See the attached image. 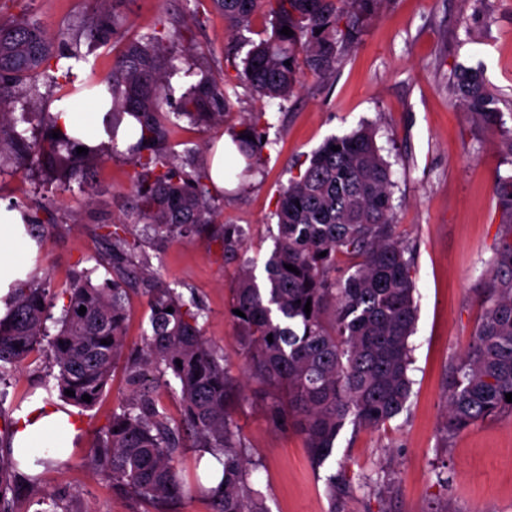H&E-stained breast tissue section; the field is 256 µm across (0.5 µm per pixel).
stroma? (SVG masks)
<instances>
[{"label": "stroma", "instance_id": "stroma-1", "mask_svg": "<svg viewBox=\"0 0 512 512\" xmlns=\"http://www.w3.org/2000/svg\"><path fill=\"white\" fill-rule=\"evenodd\" d=\"M115 7L130 37L159 17H179L193 37L190 63L219 74L229 36L208 0H116ZM97 9L96 0H20L12 11L35 16L57 36L74 33ZM461 65L483 68L499 97L497 126L473 118L453 95L452 75ZM261 107L271 144L259 172L226 181L216 224L241 230L246 256L264 277L281 189L328 137L371 126L391 164L396 231L414 248L418 312L406 410L374 428L345 424L331 457L316 467L301 433L273 425L264 387L246 373L229 312L238 260L225 258L204 234L141 245L154 282L176 288L206 312L203 336L239 387L232 419L255 462L252 486L270 512H512V417H490L451 437L442 431L448 369L481 318L490 261L501 243L495 180L512 173V156L499 148L512 130V0H384L333 75L303 73L282 104L261 106L240 93L231 124ZM133 175L122 156L102 160L90 177L99 192L92 204L79 188L62 192L21 170L0 175V201L24 211L40 198L54 201L40 214L55 223L37 255L40 283L58 293L87 271L94 283L110 279L98 227L128 217ZM127 308L125 351L131 354L144 346L148 294L129 290ZM49 361L41 352L10 374L5 408L46 397L54 384ZM127 376L126 361H119L94 406H69L82 441L69 459L43 467L19 512H37L49 494L58 496L59 512H157L90 463L95 439L130 392ZM339 474L353 490L334 500L328 482ZM382 484L389 491L380 495L375 488Z\"/></svg>", "mask_w": 512, "mask_h": 512}]
</instances>
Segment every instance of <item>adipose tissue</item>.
Segmentation results:
<instances>
[{
  "label": "adipose tissue",
  "mask_w": 512,
  "mask_h": 512,
  "mask_svg": "<svg viewBox=\"0 0 512 512\" xmlns=\"http://www.w3.org/2000/svg\"><path fill=\"white\" fill-rule=\"evenodd\" d=\"M58 126L68 136L90 145L109 141L106 111L94 105L92 111L78 112L72 100L56 103ZM27 216L0 201V316L7 311L5 296L16 281L26 279L36 268L38 246L26 231ZM12 441L14 458L30 473H39L40 460L70 456L79 442L81 426L68 412L41 401L27 406L17 416Z\"/></svg>",
  "instance_id": "obj_1"
}]
</instances>
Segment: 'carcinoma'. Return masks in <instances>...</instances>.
I'll list each match as a JSON object with an SVG mask.
<instances>
[{
	"label": "carcinoma",
	"instance_id": "carcinoma-1",
	"mask_svg": "<svg viewBox=\"0 0 512 512\" xmlns=\"http://www.w3.org/2000/svg\"><path fill=\"white\" fill-rule=\"evenodd\" d=\"M13 2L0 0V169L10 165L37 172L65 191L74 182L87 185L90 169L105 152L119 151L135 169L131 210L137 221L153 237H188L215 223V195L208 163L192 150L182 155L168 150L178 120L219 125L234 111L240 87L256 102L286 101L302 69L323 78L332 75L382 0H209L224 15L233 40L243 39L258 15L269 18L271 34L258 43L248 41L251 48L239 63L237 47L228 48L220 78L203 71L187 86L169 80L178 71L173 48L186 41L185 34L176 19H160L124 42L109 76L93 73L81 87L82 97L109 106L112 139L125 123L135 142L123 151L115 143L90 146L86 154L76 152L83 143L60 131L43 107L40 83L62 88L73 82L74 64L85 60L80 40L108 43L121 35L123 21L110 8L112 0H97L95 17L58 45L39 21L5 14ZM285 26L292 36L281 33ZM451 89L474 117L490 126L498 123L499 98L481 72L457 70ZM268 129L261 109L250 113L241 129H228L244 172L261 164ZM392 187L391 165L371 128L328 138L279 195L278 234L265 261L266 279L257 281L251 261L240 266L232 308L244 313L233 318L241 330L248 375L285 398L288 422L304 435L317 466L332 455L346 423L382 425L400 415L410 397L416 285L409 248L395 233ZM497 193L509 221L491 261L481 321L448 377L443 426L448 436L490 416L512 415V403L505 399L512 393V174L498 176ZM131 236L138 237L136 229L124 222L106 226L101 234L112 267V278L102 285L93 284L87 273L58 297L25 281L14 284L9 311L0 318V378L41 344L50 309L61 297L60 328L48 340L54 379L69 403L95 404L123 355L125 285L130 274L148 272L147 258L136 262L132 257L137 245ZM214 240L226 256L242 248L229 225ZM338 254L352 260L353 272L336 280L329 271ZM147 292L151 314L145 348L130 366V396L100 431L94 467L148 502L178 500L192 488L212 500L214 512H269L250 484L254 462L230 417L234 386L221 357L202 336L203 308L173 288ZM82 306L86 312L80 315ZM155 375L180 393L183 422L198 451L190 485L178 465L179 428L171 426L152 397ZM67 390L75 396L65 395ZM85 394L91 397L88 403L82 400ZM12 436L13 423L4 424L0 512H17L18 499L34 484L18 472ZM207 453L222 467L215 488L202 485L210 476L202 463Z\"/></svg>",
	"mask_w": 512,
	"mask_h": 512
}]
</instances>
